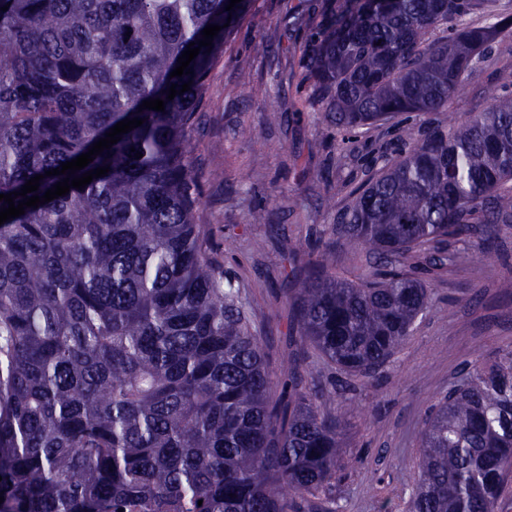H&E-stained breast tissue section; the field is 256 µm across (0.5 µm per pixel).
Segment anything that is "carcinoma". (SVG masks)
<instances>
[{"instance_id":"1","label":"carcinoma","mask_w":512,"mask_h":512,"mask_svg":"<svg viewBox=\"0 0 512 512\" xmlns=\"http://www.w3.org/2000/svg\"><path fill=\"white\" fill-rule=\"evenodd\" d=\"M495 0H332L307 79L343 129L440 112L512 25ZM0 0V194L121 135L75 176L108 166L0 225V512H300L331 491L342 423L318 412L337 381L273 397L239 289L206 225L188 143L211 72L252 0ZM8 6L3 12L1 7ZM221 26L170 77L178 58ZM190 90L168 99L173 84ZM512 67L489 105L409 130L400 158L356 187L335 232L367 248L356 283L304 272L293 321L347 375L392 359L428 302L404 259L512 222ZM149 99L165 111L139 110ZM143 154L131 157L130 148ZM409 512H496L512 487V353L463 377L420 429Z\"/></svg>"}]
</instances>
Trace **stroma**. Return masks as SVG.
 Wrapping results in <instances>:
<instances>
[{"label": "stroma", "mask_w": 512, "mask_h": 512, "mask_svg": "<svg viewBox=\"0 0 512 512\" xmlns=\"http://www.w3.org/2000/svg\"><path fill=\"white\" fill-rule=\"evenodd\" d=\"M327 0H255L213 69L190 132L201 180L200 223L210 225L218 256L240 290L273 372L300 362L309 382L325 385L338 370L314 349L300 350L291 330L288 299L306 266L322 253L335 257L337 276L360 281L366 250L337 237L333 227L348 194L330 185L358 187L399 156L400 125L336 129L305 78L304 50ZM264 44L266 52L255 49ZM512 58V34H503L479 60L467 83L434 121L449 123L486 108L484 91L497 67ZM277 113L266 124L268 113ZM270 210L273 225L253 213ZM447 269L419 276L428 305L410 336L375 377H350L335 401L319 406L341 418V481L302 512H407L418 480L420 427L438 398L463 372L512 350V223L499 227L493 248L480 234L449 239Z\"/></svg>", "instance_id": "1"}]
</instances>
